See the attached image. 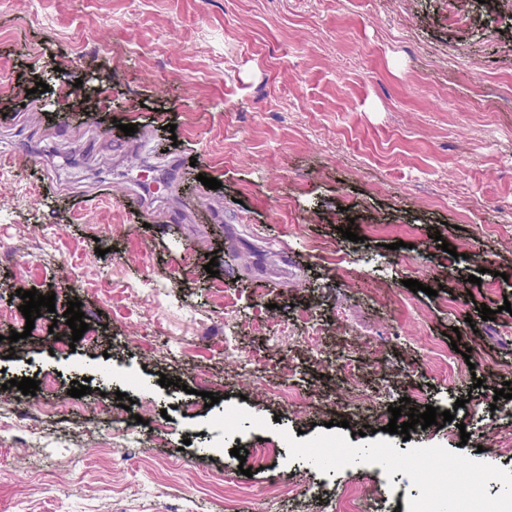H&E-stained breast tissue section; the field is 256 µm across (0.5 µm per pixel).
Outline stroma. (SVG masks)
<instances>
[{
    "label": "stroma",
    "mask_w": 512,
    "mask_h": 512,
    "mask_svg": "<svg viewBox=\"0 0 512 512\" xmlns=\"http://www.w3.org/2000/svg\"><path fill=\"white\" fill-rule=\"evenodd\" d=\"M510 77L502 0H0V335H22L0 344V512H261L277 473L280 512L310 487L376 512L419 495L378 465L321 474L270 430L215 447L231 403L358 445L407 397L455 419L399 451L512 467ZM31 289L56 301L28 332ZM128 427L146 448L113 447ZM260 444L241 474L231 448Z\"/></svg>",
    "instance_id": "1"
}]
</instances>
